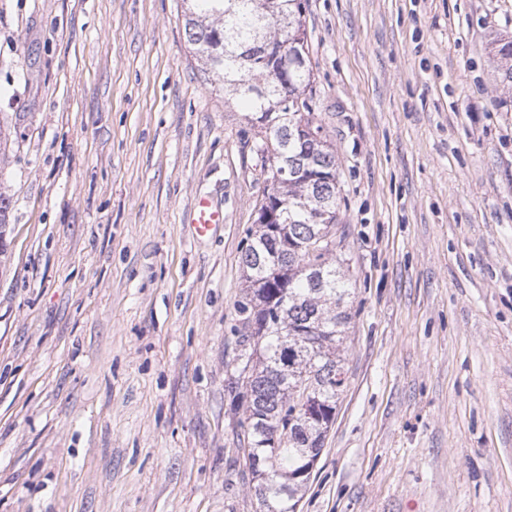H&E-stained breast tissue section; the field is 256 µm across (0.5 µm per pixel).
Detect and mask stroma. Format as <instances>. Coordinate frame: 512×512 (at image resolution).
<instances>
[{
	"mask_svg": "<svg viewBox=\"0 0 512 512\" xmlns=\"http://www.w3.org/2000/svg\"><path fill=\"white\" fill-rule=\"evenodd\" d=\"M305 18L354 293L297 512H512V0ZM1 121L0 512H260L231 383L261 160L182 0H0ZM224 224V208L207 195L194 199L191 213V227L198 239H207Z\"/></svg>",
	"mask_w": 512,
	"mask_h": 512,
	"instance_id": "1",
	"label": "stroma"
}]
</instances>
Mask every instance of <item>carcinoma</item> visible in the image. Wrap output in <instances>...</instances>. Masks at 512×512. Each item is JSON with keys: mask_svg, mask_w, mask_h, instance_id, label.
<instances>
[{"mask_svg": "<svg viewBox=\"0 0 512 512\" xmlns=\"http://www.w3.org/2000/svg\"><path fill=\"white\" fill-rule=\"evenodd\" d=\"M184 28L206 82L252 111L253 151L267 163L277 218L259 224L242 250L250 294L243 314L236 382L245 389L238 437L255 495L269 512H297L346 387L343 356L351 294L337 249L336 160L313 112L305 0H183ZM273 42L285 46L271 56ZM284 79L254 91L270 68ZM289 97L286 112L275 110ZM287 175L277 180L274 173ZM318 418L305 417L310 397Z\"/></svg>", "mask_w": 512, "mask_h": 512, "instance_id": "cac0c4a2", "label": "carcinoma"}]
</instances>
